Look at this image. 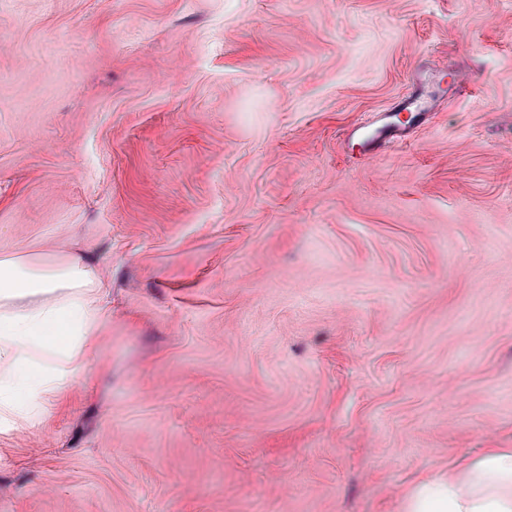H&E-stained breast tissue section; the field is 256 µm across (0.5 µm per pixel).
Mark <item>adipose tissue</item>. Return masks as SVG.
Instances as JSON below:
<instances>
[{"mask_svg": "<svg viewBox=\"0 0 512 512\" xmlns=\"http://www.w3.org/2000/svg\"><path fill=\"white\" fill-rule=\"evenodd\" d=\"M105 280L78 254L49 264L0 258V424L34 423L52 396L88 378L112 318ZM405 512H512V448H490L411 491Z\"/></svg>", "mask_w": 512, "mask_h": 512, "instance_id": "1", "label": "adipose tissue"}]
</instances>
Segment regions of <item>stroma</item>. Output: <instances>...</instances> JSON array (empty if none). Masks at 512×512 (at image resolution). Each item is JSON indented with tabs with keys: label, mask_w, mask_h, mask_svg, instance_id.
Returning a JSON list of instances; mask_svg holds the SVG:
<instances>
[{
	"label": "stroma",
	"mask_w": 512,
	"mask_h": 512,
	"mask_svg": "<svg viewBox=\"0 0 512 512\" xmlns=\"http://www.w3.org/2000/svg\"><path fill=\"white\" fill-rule=\"evenodd\" d=\"M76 250L97 372L0 512H404L512 448V0H0V257ZM408 137L409 132L406 127L399 128L386 124L377 128L373 138L359 147L365 154L373 155L394 143L406 140Z\"/></svg>",
	"instance_id": "stroma-1"
}]
</instances>
